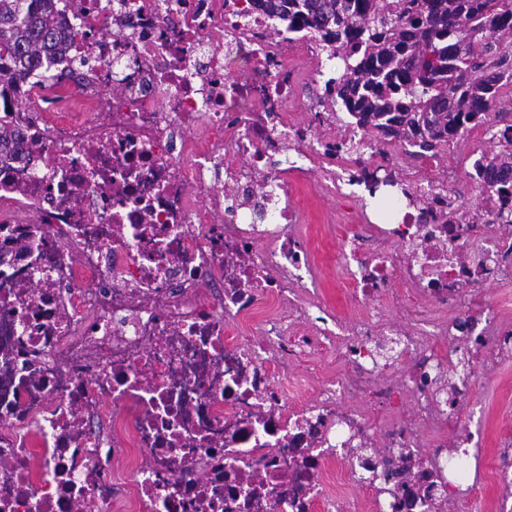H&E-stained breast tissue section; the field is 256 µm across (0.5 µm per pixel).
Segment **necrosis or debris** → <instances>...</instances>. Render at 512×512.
I'll return each instance as SVG.
<instances>
[{
	"label": "necrosis or debris",
	"mask_w": 512,
	"mask_h": 512,
	"mask_svg": "<svg viewBox=\"0 0 512 512\" xmlns=\"http://www.w3.org/2000/svg\"><path fill=\"white\" fill-rule=\"evenodd\" d=\"M56 11L65 53L0 81V128L25 139L0 165V512H362L364 488L372 512H446L512 489V465L453 430L459 397L512 354L497 304L465 298L512 280V226L484 221L498 200L450 206L449 179L418 181L401 223L365 213L341 239L363 315L311 307L294 184L318 170L354 198L401 167L359 129L322 138L327 96L296 123L288 51L313 40L250 0ZM76 77L91 89L77 114L22 108ZM395 284L401 322L376 304ZM264 296L277 309L260 321ZM325 353L335 380L290 405L280 372ZM429 436L449 450L424 453Z\"/></svg>",
	"instance_id": "1"
}]
</instances>
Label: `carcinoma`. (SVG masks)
I'll list each match as a JSON object with an SVG mask.
<instances>
[{
    "label": "carcinoma",
    "instance_id": "obj_1",
    "mask_svg": "<svg viewBox=\"0 0 512 512\" xmlns=\"http://www.w3.org/2000/svg\"><path fill=\"white\" fill-rule=\"evenodd\" d=\"M282 28L305 33L339 60L326 94L377 146L435 158L490 124L512 93V0H251ZM54 0H0V78L40 67L58 49ZM485 171H512V137ZM497 219L512 224V187L489 183Z\"/></svg>",
    "mask_w": 512,
    "mask_h": 512
}]
</instances>
